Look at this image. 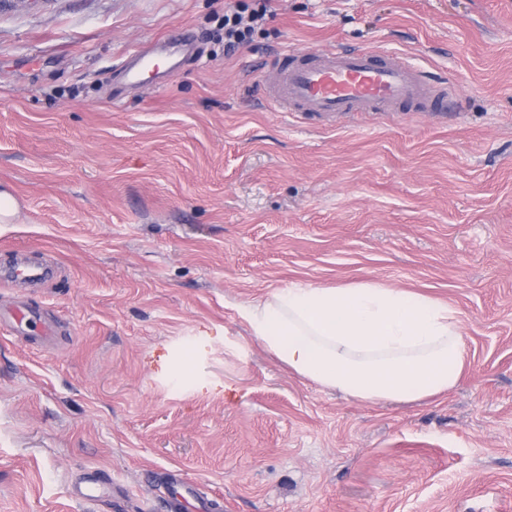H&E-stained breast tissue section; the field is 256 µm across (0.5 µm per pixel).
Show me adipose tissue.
<instances>
[{
	"label": "adipose tissue",
	"mask_w": 512,
	"mask_h": 512,
	"mask_svg": "<svg viewBox=\"0 0 512 512\" xmlns=\"http://www.w3.org/2000/svg\"><path fill=\"white\" fill-rule=\"evenodd\" d=\"M254 338L302 379L357 401L448 393L467 350L455 311L402 288L293 283L243 308Z\"/></svg>",
	"instance_id": "1"
}]
</instances>
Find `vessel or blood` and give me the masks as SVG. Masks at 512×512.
I'll return each instance as SVG.
<instances>
[{
    "label": "vessel or blood",
    "mask_w": 512,
    "mask_h": 512,
    "mask_svg": "<svg viewBox=\"0 0 512 512\" xmlns=\"http://www.w3.org/2000/svg\"><path fill=\"white\" fill-rule=\"evenodd\" d=\"M275 83L261 81L279 111L333 116L349 112H443L447 82L384 50H285Z\"/></svg>",
    "instance_id": "b4317fda"
}]
</instances>
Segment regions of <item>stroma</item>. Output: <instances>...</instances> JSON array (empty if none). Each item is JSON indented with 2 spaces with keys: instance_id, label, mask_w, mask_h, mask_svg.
Wrapping results in <instances>:
<instances>
[{
  "instance_id": "1",
  "label": "stroma",
  "mask_w": 512,
  "mask_h": 512,
  "mask_svg": "<svg viewBox=\"0 0 512 512\" xmlns=\"http://www.w3.org/2000/svg\"><path fill=\"white\" fill-rule=\"evenodd\" d=\"M225 2L0 0V310L56 330L0 336V512H165L172 474L223 512H512V0H272L231 54ZM286 48L389 50L452 98L279 112L253 73ZM369 279L456 312L446 396L361 404L240 316Z\"/></svg>"
}]
</instances>
